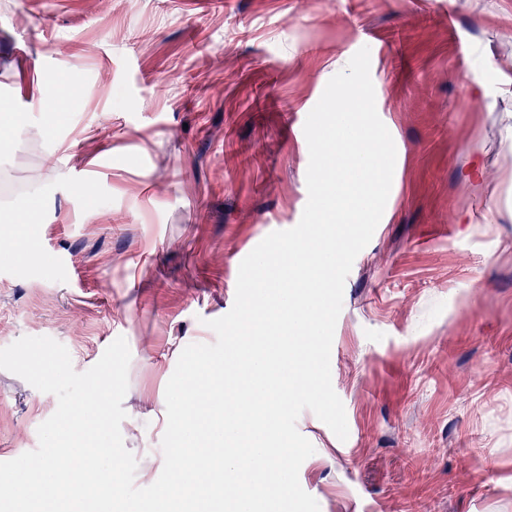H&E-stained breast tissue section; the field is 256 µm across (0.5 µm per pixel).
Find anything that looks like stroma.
<instances>
[{
    "instance_id": "35a3bbf8",
    "label": "stroma",
    "mask_w": 512,
    "mask_h": 512,
    "mask_svg": "<svg viewBox=\"0 0 512 512\" xmlns=\"http://www.w3.org/2000/svg\"><path fill=\"white\" fill-rule=\"evenodd\" d=\"M365 46L396 166L331 348L349 436L303 411L299 482L320 512H512V0H0V177L25 187L0 213L32 216L0 223V348L48 336L83 372L125 337L137 486L181 351L299 223L305 120ZM37 61L81 88L50 117ZM56 408L0 370V462Z\"/></svg>"
}]
</instances>
